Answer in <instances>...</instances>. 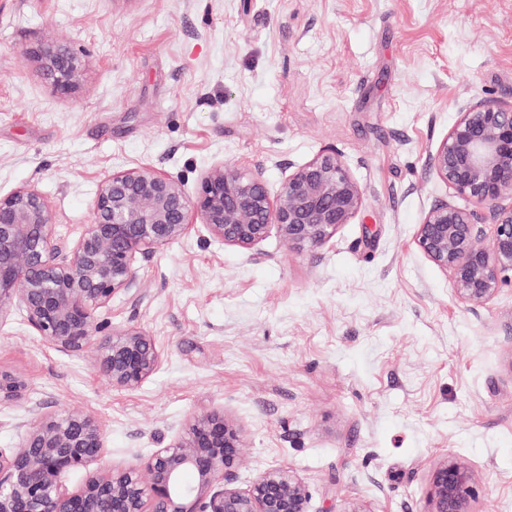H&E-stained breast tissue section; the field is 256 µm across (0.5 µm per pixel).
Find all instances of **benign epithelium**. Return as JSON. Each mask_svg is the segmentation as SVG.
<instances>
[{"instance_id": "7a95c632", "label": "benign epithelium", "mask_w": 512, "mask_h": 512, "mask_svg": "<svg viewBox=\"0 0 512 512\" xmlns=\"http://www.w3.org/2000/svg\"><path fill=\"white\" fill-rule=\"evenodd\" d=\"M38 56L57 95L77 88L85 63L66 44L43 46ZM430 163L465 205L429 209L415 247L450 275L461 303L487 309L512 277V104H461ZM364 203V189L332 147L289 172L274 196L232 163L206 170L193 197L140 164L103 179L90 223L68 244L55 238L43 196L19 187L0 194V327L18 312L47 345L93 352L112 387L134 389L156 371L161 352L139 328L103 334L98 312L116 294L140 298V261L199 225L244 249L273 232L290 248H319ZM27 393L24 379L0 372V406ZM14 427L18 444L0 448V512H308L307 487L289 469L266 470L246 490L233 486L247 445L222 410L192 417L167 446L128 467L107 461L104 430L83 411L36 407ZM77 471L87 477L71 489L66 480ZM476 483L468 463L445 461L432 476L429 512H474Z\"/></svg>"}]
</instances>
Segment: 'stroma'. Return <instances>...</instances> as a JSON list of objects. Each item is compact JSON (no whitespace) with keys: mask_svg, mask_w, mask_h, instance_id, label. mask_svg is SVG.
<instances>
[{"mask_svg":"<svg viewBox=\"0 0 512 512\" xmlns=\"http://www.w3.org/2000/svg\"><path fill=\"white\" fill-rule=\"evenodd\" d=\"M58 41L86 63L67 97L35 54ZM461 101L512 103V0H0V193L37 189L61 241L135 164L193 195L232 162L274 193L333 147L366 198L312 251L199 230L139 263L140 300L99 313L161 352L133 390L14 315L0 369L29 392L0 409V448L29 407L77 409L111 463L132 466L221 409L248 444L239 489L285 468L309 512H428L434 468L459 458L475 512H512V283L470 309L413 243L454 197L429 159Z\"/></svg>","mask_w":512,"mask_h":512,"instance_id":"obj_1","label":"stroma"}]
</instances>
